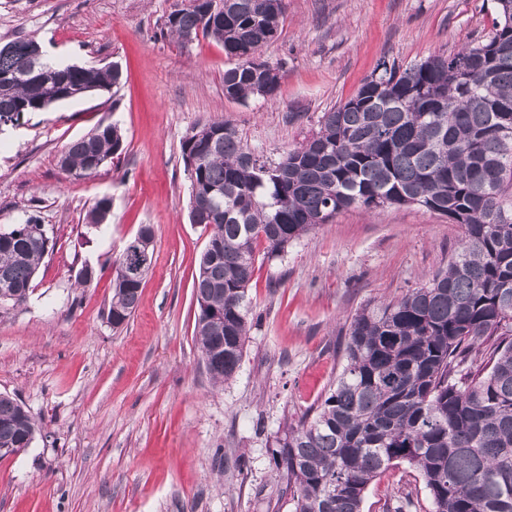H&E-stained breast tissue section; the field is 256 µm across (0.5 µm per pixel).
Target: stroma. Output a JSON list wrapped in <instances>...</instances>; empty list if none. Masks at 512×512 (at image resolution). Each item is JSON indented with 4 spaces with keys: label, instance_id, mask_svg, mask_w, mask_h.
Instances as JSON below:
<instances>
[{
    "label": "stroma",
    "instance_id": "35a3bbf8",
    "mask_svg": "<svg viewBox=\"0 0 512 512\" xmlns=\"http://www.w3.org/2000/svg\"><path fill=\"white\" fill-rule=\"evenodd\" d=\"M175 0H0V45L38 41L46 57L118 64V87L0 126V227L35 216L55 241L27 302L0 310V393L41 429L0 456V512H293L271 464L288 422L314 413L342 365L352 317L418 288L448 264L459 225L415 206L352 208L258 259L241 367L214 382L194 337L193 275L208 232L189 221L181 141L217 119L278 160L319 128L385 59L408 65L486 38L493 0H286L260 58L280 73L274 97L224 96L221 44H180L166 31ZM117 122L125 149L87 179L61 150ZM112 200L106 232L86 226ZM152 266L129 321L106 319L115 262L141 225ZM96 271L76 286L82 265ZM430 512L422 476L387 469L363 512Z\"/></svg>",
    "mask_w": 512,
    "mask_h": 512
}]
</instances>
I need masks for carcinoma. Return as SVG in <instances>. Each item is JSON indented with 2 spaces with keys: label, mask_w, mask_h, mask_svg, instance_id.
<instances>
[{
  "label": "carcinoma",
  "mask_w": 512,
  "mask_h": 512,
  "mask_svg": "<svg viewBox=\"0 0 512 512\" xmlns=\"http://www.w3.org/2000/svg\"><path fill=\"white\" fill-rule=\"evenodd\" d=\"M495 3L487 39L405 67L380 61L276 162L224 120L182 143L190 223L210 229L193 293L195 337L217 383L242 362L257 253L276 257L356 207L418 206L462 228L448 266L428 284L352 317L335 387L276 440L272 462L293 512H361L371 482L400 462L423 477L431 512H512V132L500 133L497 121L512 114V0ZM285 10L284 0H186L166 28L184 45L202 36L224 47L232 61L224 97H273L279 72L255 69L253 56L278 35ZM39 49L33 39L0 47V115L43 111L55 94L46 74L82 95L120 84L116 64L33 57ZM123 150L118 124H101L69 142L59 165L90 177ZM111 212L112 199L101 197L86 224L102 232ZM153 239L142 226L117 261L107 311L114 329L135 311L150 270L132 275L131 256ZM53 250L32 217L0 228V309L27 301ZM38 433L25 405L0 394V448H28Z\"/></svg>",
  "instance_id": "obj_1"
}]
</instances>
